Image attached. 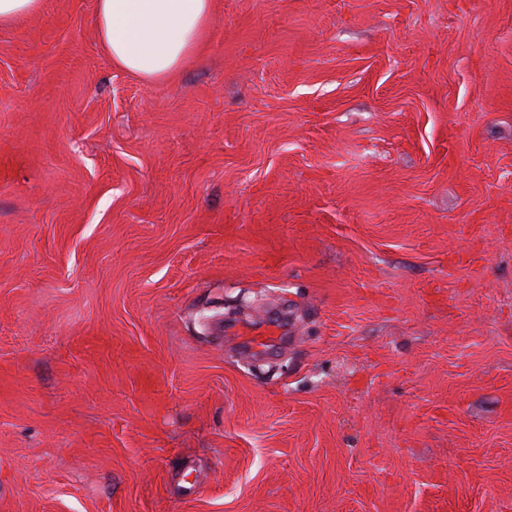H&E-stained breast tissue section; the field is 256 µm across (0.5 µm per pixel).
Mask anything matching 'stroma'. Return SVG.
<instances>
[{"label": "stroma", "instance_id": "stroma-1", "mask_svg": "<svg viewBox=\"0 0 512 512\" xmlns=\"http://www.w3.org/2000/svg\"><path fill=\"white\" fill-rule=\"evenodd\" d=\"M95 13L0 27V512H512V0ZM210 18L211 0H97L95 24L115 65L160 81L196 58Z\"/></svg>", "mask_w": 512, "mask_h": 512}]
</instances>
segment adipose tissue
I'll use <instances>...</instances> for the list:
<instances>
[{"mask_svg": "<svg viewBox=\"0 0 512 512\" xmlns=\"http://www.w3.org/2000/svg\"><path fill=\"white\" fill-rule=\"evenodd\" d=\"M210 18L211 0H97L95 24L115 65L160 81L196 58Z\"/></svg>", "mask_w": 512, "mask_h": 512, "instance_id": "1", "label": "adipose tissue"}]
</instances>
